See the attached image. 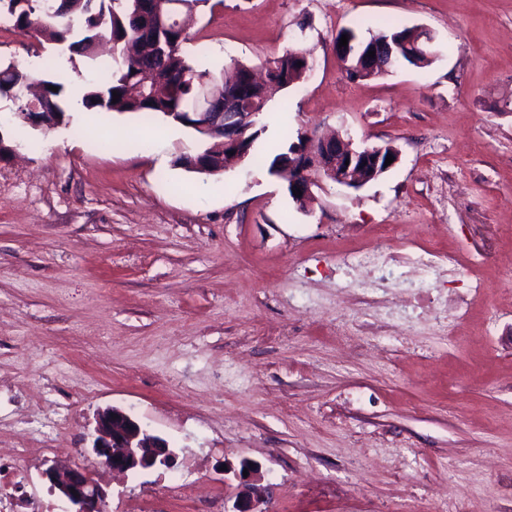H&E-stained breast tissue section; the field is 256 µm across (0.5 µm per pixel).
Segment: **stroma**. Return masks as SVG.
Masks as SVG:
<instances>
[{"label":"stroma","instance_id":"1","mask_svg":"<svg viewBox=\"0 0 512 512\" xmlns=\"http://www.w3.org/2000/svg\"><path fill=\"white\" fill-rule=\"evenodd\" d=\"M404 26L430 65L342 74L339 30ZM297 40L313 70L217 175L178 166L201 142L163 117L69 110L43 131L0 99V449L64 416L52 445L84 464L114 406L177 463L92 468L109 512H231L221 468L244 460L273 512H512V0H201L184 51L218 71ZM68 55L0 33L2 63L104 81ZM315 128L399 160L357 190L320 180L299 209L268 163ZM45 467L33 452L13 495L65 512Z\"/></svg>","mask_w":512,"mask_h":512}]
</instances>
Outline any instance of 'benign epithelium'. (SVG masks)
I'll use <instances>...</instances> for the list:
<instances>
[{
	"label": "benign epithelium",
	"instance_id": "obj_1",
	"mask_svg": "<svg viewBox=\"0 0 512 512\" xmlns=\"http://www.w3.org/2000/svg\"><path fill=\"white\" fill-rule=\"evenodd\" d=\"M16 94L29 98L30 112H16L15 119L33 129L47 130L40 113L33 111L37 101L32 87L17 89ZM238 100L225 96L224 78L205 77L198 80L193 109L181 113L179 125L197 131L204 136L217 137L225 130V124L240 119H251L253 113L239 112ZM242 138L233 136L223 139L217 148H207L191 159V167L207 172L210 165L224 166L225 149L231 147L234 158L242 160L247 153L240 150ZM399 160V151L392 145L355 147L349 139L336 136H310L293 154L288 162V190L300 189L298 200L305 202L312 195V187L317 179L326 178L348 188H361L387 172V155ZM88 465L70 467L54 463L42 471L50 488L71 507V512H104L107 492L93 482L88 475L89 467L102 465L117 473H136L156 468L170 469L176 464V453L169 443L154 434L137 418L122 409L112 407L98 413L92 446L87 451ZM248 475H243V469ZM227 469L224 474H229ZM234 473V472H232ZM257 467L248 460L240 464V471L234 473L239 478L241 490L236 495L232 512H269L268 488L259 484L256 478Z\"/></svg>",
	"mask_w": 512,
	"mask_h": 512
}]
</instances>
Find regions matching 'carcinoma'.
<instances>
[{"instance_id": "carcinoma-1", "label": "carcinoma", "mask_w": 512, "mask_h": 512, "mask_svg": "<svg viewBox=\"0 0 512 512\" xmlns=\"http://www.w3.org/2000/svg\"><path fill=\"white\" fill-rule=\"evenodd\" d=\"M139 0H0V13L6 14L13 29L21 34L39 33L46 40L67 45L80 57L95 59L97 43L112 41V65L106 82L91 85L83 97L87 108L98 112L155 114L167 119L184 111L194 94L192 83L212 73L186 57L182 45L188 41L187 29L176 27L175 19L163 13L147 18L139 14ZM368 42L400 45L401 52L415 55L407 60L411 66L431 63L425 42L412 37L408 28H390L369 34ZM268 76L288 88L301 82L313 69L309 53L290 47L267 59ZM249 65L233 60L224 68V86L239 82V75ZM151 78L164 84L166 92L153 96L128 95L132 85ZM36 83L41 87L39 111L51 113L60 124L65 111L61 104L63 84L41 78L31 71L10 63L0 68V98H8L18 82ZM57 91H52L51 87ZM120 94L113 102V93Z\"/></svg>"}]
</instances>
